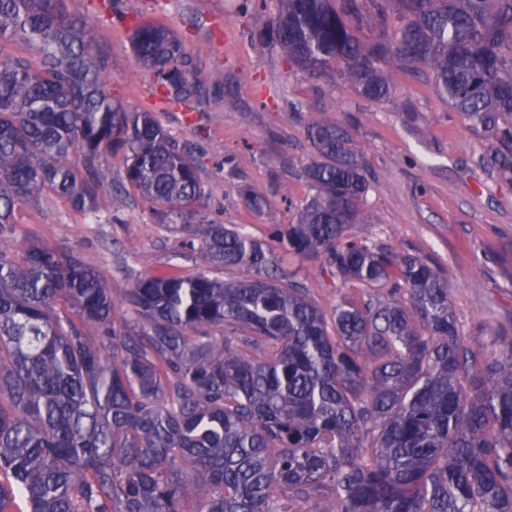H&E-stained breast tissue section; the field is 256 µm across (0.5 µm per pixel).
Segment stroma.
Listing matches in <instances>:
<instances>
[{"label":"stroma","instance_id":"35a3bbf8","mask_svg":"<svg viewBox=\"0 0 512 512\" xmlns=\"http://www.w3.org/2000/svg\"><path fill=\"white\" fill-rule=\"evenodd\" d=\"M243 2L122 0L128 16L168 25L197 62L200 78L224 77L222 97L195 125L185 124L182 110L157 112L169 134L198 158L208 221L242 224L252 236L268 238L265 218L240 196L248 187L288 222L312 193L305 169L315 152L305 126L333 113L372 175L365 220L352 234L436 265L468 343L486 345L512 331V185L477 165L490 141L427 77L395 72L391 96L373 102L297 72L278 47L254 36L276 16L279 0H254L248 9ZM96 35L112 56L113 99L132 110L151 109L154 92L132 55L128 24L104 16ZM106 162L112 170L107 209L80 214L46 195L18 211L16 239L34 237L78 256L117 298L150 272L200 273L184 235L157 224L148 202L123 191L122 155Z\"/></svg>","mask_w":512,"mask_h":512}]
</instances>
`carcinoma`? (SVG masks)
<instances>
[{"mask_svg":"<svg viewBox=\"0 0 512 512\" xmlns=\"http://www.w3.org/2000/svg\"><path fill=\"white\" fill-rule=\"evenodd\" d=\"M69 2L0 0V512H512V336L470 345L427 260L351 234L371 181L348 132L309 122L316 194L289 223L243 190L269 241L205 224L198 160L113 101L97 13ZM280 2L258 36L299 72L377 101L386 65L429 74L512 184V0ZM131 46L173 106L224 87L167 26ZM118 153L124 190L223 278L146 275L117 301L75 255L16 242L44 194L106 208ZM280 252L347 293L324 309Z\"/></svg>","mask_w":512,"mask_h":512,"instance_id":"1","label":"carcinoma"}]
</instances>
